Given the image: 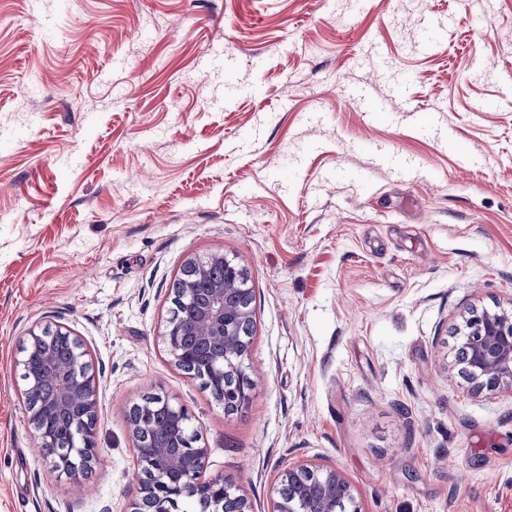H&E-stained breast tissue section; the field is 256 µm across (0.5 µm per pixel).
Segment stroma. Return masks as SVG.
I'll use <instances>...</instances> for the list:
<instances>
[{"instance_id":"1","label":"stroma","mask_w":512,"mask_h":512,"mask_svg":"<svg viewBox=\"0 0 512 512\" xmlns=\"http://www.w3.org/2000/svg\"><path fill=\"white\" fill-rule=\"evenodd\" d=\"M218 253L254 292L231 413L158 339ZM473 309L512 310V0H0V512H128L151 393L252 512L301 463L362 512H512V388L455 360ZM61 323L100 381L77 484L18 367Z\"/></svg>"}]
</instances>
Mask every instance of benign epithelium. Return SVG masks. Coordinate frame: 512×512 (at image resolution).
Here are the masks:
<instances>
[{"label": "benign epithelium", "instance_id": "obj_1", "mask_svg": "<svg viewBox=\"0 0 512 512\" xmlns=\"http://www.w3.org/2000/svg\"><path fill=\"white\" fill-rule=\"evenodd\" d=\"M226 266L224 281H208L212 261ZM184 287L179 303L190 308L187 320L172 313L160 334L165 351L175 366L187 365L180 336L189 332L200 345L216 348L220 356L199 369L202 375L224 383V396L217 401L232 412L249 399L252 382L245 373L251 337L243 325L253 319L249 302L252 289L244 270L222 254L205 259L190 258L182 268ZM464 335L458 347V364L477 387L494 390L512 383V312H472L463 318ZM81 339L65 325L50 336L31 331L27 349L19 361L25 381L24 394L52 383L55 392L45 405L28 408L34 435V450L50 459L56 471L74 480L96 458L95 425L99 406V379L86 360ZM161 402L182 426L191 416L182 406L163 397ZM140 468L135 479L139 496L130 512H178L184 499L196 501L201 512H251L248 498L222 477L201 479L207 449L200 438L184 441L178 434L152 448L136 447ZM316 486L311 502L283 491L300 481ZM271 512H361L348 480L338 471L299 465L280 476V488L272 499Z\"/></svg>", "mask_w": 512, "mask_h": 512}]
</instances>
